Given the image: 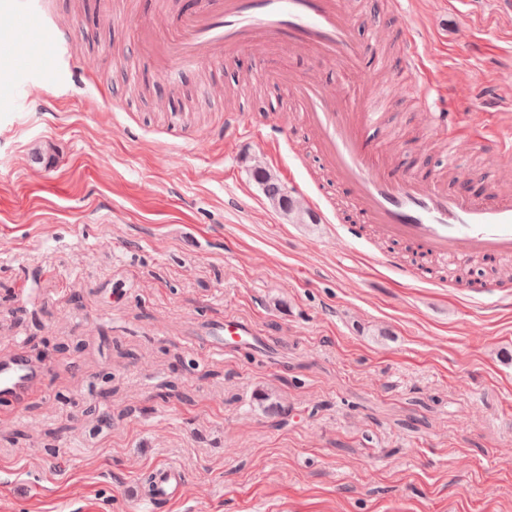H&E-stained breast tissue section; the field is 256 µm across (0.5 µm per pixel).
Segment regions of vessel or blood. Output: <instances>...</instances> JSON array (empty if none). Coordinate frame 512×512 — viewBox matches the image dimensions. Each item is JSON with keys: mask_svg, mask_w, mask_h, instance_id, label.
<instances>
[{"mask_svg": "<svg viewBox=\"0 0 512 512\" xmlns=\"http://www.w3.org/2000/svg\"><path fill=\"white\" fill-rule=\"evenodd\" d=\"M6 11L33 24L37 36L52 46V53L39 61L43 70L68 59L81 28L59 24L51 0H9ZM157 15L155 30L144 35V53L131 59L133 70L148 65L164 74L178 63L216 64L251 50L259 56L258 78L297 99L316 136L324 168L348 188L361 217L358 223L337 225V238L358 243L370 230L379 239L408 243L440 260L512 258L511 190L479 196L448 190L440 180L394 171L387 155L366 140L365 128L384 120L374 109L382 90L373 74L361 71L363 61L376 50L356 37L346 0H157ZM420 38L418 30L404 26L400 54L435 134L449 147L459 148L463 131H471L493 161L511 163L512 129L493 121V99H485L480 107L484 122L471 127L457 113L446 111L437 72L419 51ZM292 55L317 64L333 62L353 82L347 89L327 91L311 76L284 65V58ZM258 126V121L236 111L224 117L228 135H246ZM250 332L246 323L224 319L211 327V346L221 349L226 340L237 341ZM47 374L45 364L26 354L0 356V405L22 409L42 394ZM187 481L180 467L155 465L145 496L153 503L177 501Z\"/></svg>", "mask_w": 512, "mask_h": 512, "instance_id": "obj_1", "label": "vessel or blood"}]
</instances>
